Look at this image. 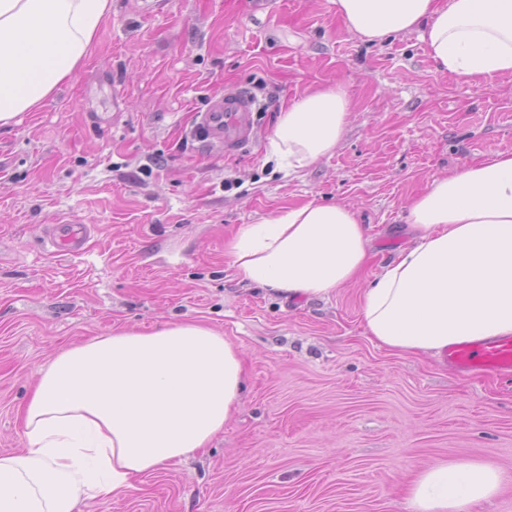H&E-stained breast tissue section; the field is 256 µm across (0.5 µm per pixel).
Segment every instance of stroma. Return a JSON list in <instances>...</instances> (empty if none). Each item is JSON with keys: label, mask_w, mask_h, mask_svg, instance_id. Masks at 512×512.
Returning <instances> with one entry per match:
<instances>
[{"label": "stroma", "mask_w": 512, "mask_h": 512, "mask_svg": "<svg viewBox=\"0 0 512 512\" xmlns=\"http://www.w3.org/2000/svg\"><path fill=\"white\" fill-rule=\"evenodd\" d=\"M328 83L353 111L336 151L276 171L278 112ZM228 86L260 104L257 140L234 156L192 135ZM506 150L512 76L439 71L416 32L365 42L334 0H112L74 77L0 131V454L25 448L36 371L60 350L190 320L241 354L223 432L80 512H411L409 483L442 459L499 467L501 490L475 512H512V384L388 351L361 309L410 243L411 200ZM311 199L357 207L362 278L311 300L241 280L225 241ZM65 220L97 226L85 253H48L45 226Z\"/></svg>", "instance_id": "obj_1"}]
</instances>
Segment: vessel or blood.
<instances>
[{
  "mask_svg": "<svg viewBox=\"0 0 512 512\" xmlns=\"http://www.w3.org/2000/svg\"><path fill=\"white\" fill-rule=\"evenodd\" d=\"M257 112L251 94L237 87L225 89L197 113L195 133L208 144L223 146L225 154H237L255 137ZM94 230V225L73 220L55 224L46 231V243L51 254L78 255L86 250ZM447 359L460 371L512 379V336L450 346Z\"/></svg>",
  "mask_w": 512,
  "mask_h": 512,
  "instance_id": "b4317fda",
  "label": "vessel or blood"
}]
</instances>
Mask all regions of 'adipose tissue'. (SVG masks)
<instances>
[{
    "label": "adipose tissue",
    "instance_id": "adipose-tissue-1",
    "mask_svg": "<svg viewBox=\"0 0 512 512\" xmlns=\"http://www.w3.org/2000/svg\"><path fill=\"white\" fill-rule=\"evenodd\" d=\"M369 43L421 31L438 70L512 75V0H335ZM112 0H0V128L53 97L89 57ZM352 112L328 84L283 107L267 144L277 169L331 156ZM410 247L363 298L366 330L388 350L440 357L512 335V151L436 177L411 203ZM369 237L358 211L314 200L242 225L225 244L238 276L278 295L322 298L356 279ZM244 377L237 348L196 322L122 330L62 350L25 409L27 447L0 455V512H78L137 477L206 447ZM505 480L475 459L438 460L411 483L412 512H473Z\"/></svg>",
    "mask_w": 512,
    "mask_h": 512
}]
</instances>
